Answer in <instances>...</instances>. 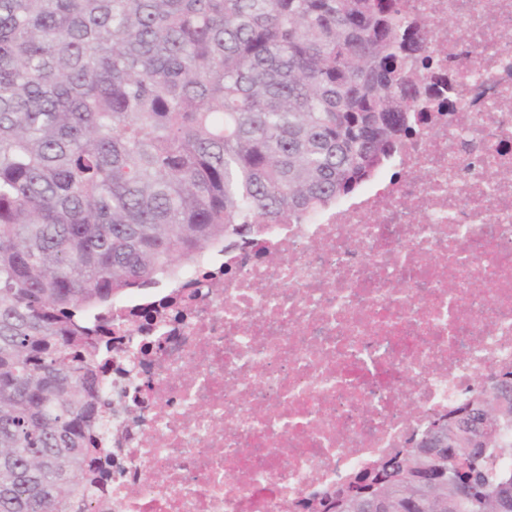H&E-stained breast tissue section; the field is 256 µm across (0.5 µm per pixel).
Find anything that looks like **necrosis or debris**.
I'll use <instances>...</instances> for the list:
<instances>
[{
    "instance_id": "necrosis-or-debris-1",
    "label": "necrosis or debris",
    "mask_w": 512,
    "mask_h": 512,
    "mask_svg": "<svg viewBox=\"0 0 512 512\" xmlns=\"http://www.w3.org/2000/svg\"><path fill=\"white\" fill-rule=\"evenodd\" d=\"M405 2L437 92L392 169L100 311L95 512H299L512 372V0Z\"/></svg>"
}]
</instances>
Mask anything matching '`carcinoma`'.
Listing matches in <instances>:
<instances>
[{
  "instance_id": "obj_1",
  "label": "carcinoma",
  "mask_w": 512,
  "mask_h": 512,
  "mask_svg": "<svg viewBox=\"0 0 512 512\" xmlns=\"http://www.w3.org/2000/svg\"><path fill=\"white\" fill-rule=\"evenodd\" d=\"M401 0H0V512H94L106 351L76 321L370 181L425 120ZM476 426L469 404L450 412ZM512 418L355 478L512 512Z\"/></svg>"
}]
</instances>
